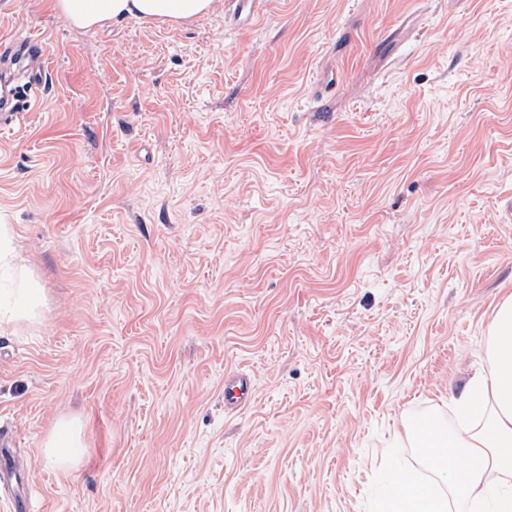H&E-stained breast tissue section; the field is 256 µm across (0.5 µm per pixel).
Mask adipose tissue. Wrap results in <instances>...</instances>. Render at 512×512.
<instances>
[{
    "instance_id": "ef3b65f1",
    "label": "adipose tissue",
    "mask_w": 512,
    "mask_h": 512,
    "mask_svg": "<svg viewBox=\"0 0 512 512\" xmlns=\"http://www.w3.org/2000/svg\"><path fill=\"white\" fill-rule=\"evenodd\" d=\"M213 0H55L71 26L101 27L135 18L189 24ZM486 365L465 383L453 403L457 428L420 432L431 482L393 470L377 512H448L457 499L464 512H512V295L499 303L489 328Z\"/></svg>"
}]
</instances>
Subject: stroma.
<instances>
[{"instance_id":"35a3bbf8","label":"stroma","mask_w":512,"mask_h":512,"mask_svg":"<svg viewBox=\"0 0 512 512\" xmlns=\"http://www.w3.org/2000/svg\"><path fill=\"white\" fill-rule=\"evenodd\" d=\"M230 0L41 33L0 134V225L42 288L0 331L34 512H374L405 425L454 422L512 294V0ZM257 398L224 408V375ZM64 422L82 453L43 454ZM44 45L45 39L38 34L28 35L20 42V57L24 60L25 65L20 68L19 72L24 74L34 86L39 84L34 77V72L40 71L44 66Z\"/></svg>"}]
</instances>
